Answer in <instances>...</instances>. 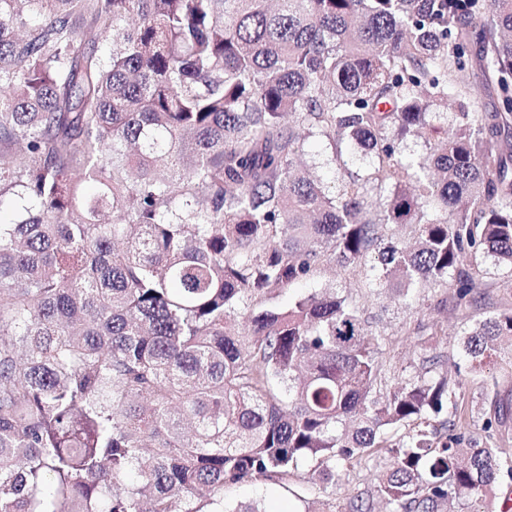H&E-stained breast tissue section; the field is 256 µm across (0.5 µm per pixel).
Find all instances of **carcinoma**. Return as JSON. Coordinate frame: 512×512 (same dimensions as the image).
<instances>
[{
	"instance_id": "obj_1",
	"label": "carcinoma",
	"mask_w": 512,
	"mask_h": 512,
	"mask_svg": "<svg viewBox=\"0 0 512 512\" xmlns=\"http://www.w3.org/2000/svg\"><path fill=\"white\" fill-rule=\"evenodd\" d=\"M288 113L371 172L327 193ZM511 125L512 0H0V512H224L379 453L394 512L511 483L498 392L468 437L440 357L393 387L348 298L271 303L328 260L471 301L481 258L512 268ZM503 336L512 312L463 356ZM483 65V61L474 51L473 57H470L469 60L470 81L475 87L477 85L481 87L473 94V109L476 112L489 110L495 103L493 90L483 80Z\"/></svg>"
}]
</instances>
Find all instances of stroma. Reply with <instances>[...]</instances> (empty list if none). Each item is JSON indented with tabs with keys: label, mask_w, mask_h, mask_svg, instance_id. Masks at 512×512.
<instances>
[{
	"label": "stroma",
	"mask_w": 512,
	"mask_h": 512,
	"mask_svg": "<svg viewBox=\"0 0 512 512\" xmlns=\"http://www.w3.org/2000/svg\"><path fill=\"white\" fill-rule=\"evenodd\" d=\"M302 160L310 174L330 192L339 191L349 174H366L367 162L350 151H337L334 143L319 134H304ZM333 289L352 298L370 322L373 334L383 341L382 358L389 375L401 380L415 375L421 355H439L459 364L454 378L459 384V412L464 427L482 436L486 417L485 396L496 384L502 398L512 401V343L502 342L496 363L472 369L462 356L465 332L495 313L512 309V268L491 256L481 263L480 285L471 302L457 305L455 291L435 284L414 290L410 305H402L388 290L375 288L364 265L339 266L328 261L304 285V292ZM312 464L287 484L257 486L250 483L224 489L226 504L261 502L267 512H350L356 497L373 490L375 464L346 466V475L336 487L312 490L307 476Z\"/></svg>",
	"instance_id": "1"
}]
</instances>
